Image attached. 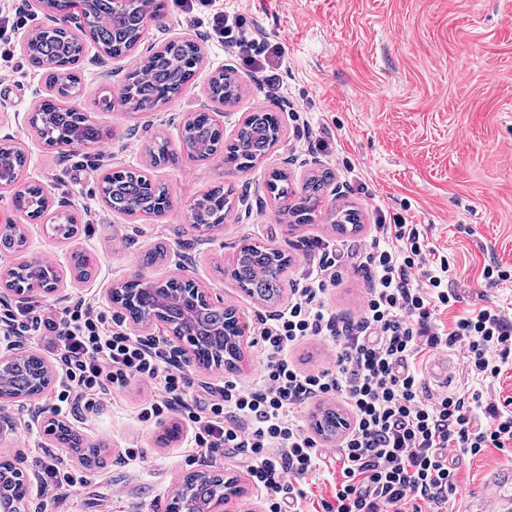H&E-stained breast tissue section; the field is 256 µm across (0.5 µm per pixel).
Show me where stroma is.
Instances as JSON below:
<instances>
[{"instance_id": "stroma-1", "label": "stroma", "mask_w": 512, "mask_h": 512, "mask_svg": "<svg viewBox=\"0 0 512 512\" xmlns=\"http://www.w3.org/2000/svg\"><path fill=\"white\" fill-rule=\"evenodd\" d=\"M217 12L235 32L267 43V51L241 49L235 38L218 40L212 31ZM37 22L46 25L50 18L37 12L33 0H0V139L25 152L24 182L43 184L54 202L71 204L79 230L68 239L29 221L30 253L55 261L63 276L58 294L32 303L34 312L52 317L82 298L111 319L115 311L106 290L112 282L138 272L165 279L187 270L249 323L250 343L237 369L191 368L195 385H220L228 376L248 380L261 356L262 322L287 306L311 261L310 243L320 237L353 253L374 225L396 216L426 225L429 243L454 266L461 301L441 314L444 325L474 307L512 308V282L495 286L482 276L493 260L512 268V0H212L205 8L198 0H166L164 13L150 16L134 57L99 67L92 63L97 47L86 42L78 67L81 92L72 105L114 136L109 149L92 144L70 154L44 146L27 122L34 106L50 96L43 71L23 50ZM178 38L195 40L203 56L178 95L136 117L119 105L101 109L104 96L119 95L135 57ZM223 69L234 71L242 87L236 104L223 109L225 138L250 112L271 109L283 117V136L272 153L242 173L225 168L218 154L148 168L146 150L156 137L181 151L184 122L207 103L208 81ZM143 168L168 188L171 210L160 217L112 212L100 197L102 176ZM275 169L296 188L309 175L332 173L311 223L288 227L266 186ZM229 185L235 189L230 212L209 239H201L185 221L188 202ZM343 207L361 213L357 231L336 230L334 214ZM246 240L290 258L275 303L246 296L224 274ZM157 243L177 251L178 261L141 267L140 256ZM79 253L95 259L80 280L73 275ZM369 285L365 270L346 264L327 303L353 314ZM148 391V385L132 383L98 410L70 420L74 432L106 452L88 469L81 495L39 487L32 512H166L175 485L202 462L185 451L187 431L165 438L179 415L158 425L138 420L136 408ZM53 403L49 387L36 400L10 406L15 434L0 442V455L22 451L36 470L46 444L62 466L80 468L77 453L45 431ZM128 448L141 449L138 465L124 461ZM508 462L512 443L464 459L457 470L459 496L475 493L483 470ZM210 466L243 489L230 512H264L260 492L235 459L223 454Z\"/></svg>"}]
</instances>
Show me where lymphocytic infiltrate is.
<instances>
[{
    "label": "lymphocytic infiltrate",
    "mask_w": 512,
    "mask_h": 512,
    "mask_svg": "<svg viewBox=\"0 0 512 512\" xmlns=\"http://www.w3.org/2000/svg\"><path fill=\"white\" fill-rule=\"evenodd\" d=\"M318 259L288 307L265 319L262 356L250 381L225 380L209 398L158 342L132 336L104 313L75 305L59 321L23 312L0 322L14 336L50 328L60 370L57 411L97 408L132 383L149 384L138 418L156 424L180 414L192 454L233 451L264 499V512H290L306 497L309 477L336 460L342 479L322 512H449L457 490L455 460L512 442V408L462 390L425 392L417 360L451 349L466 377H498L512 358V312L483 306L438 322L459 293L449 288L447 256L428 245L421 224H379L364 244L361 265L371 278L356 315L326 303L341 252L317 241ZM319 337L334 346L331 366L305 371L291 351ZM332 396L350 421L335 457L302 425L299 408Z\"/></svg>",
    "instance_id": "f902f5d3"
}]
</instances>
